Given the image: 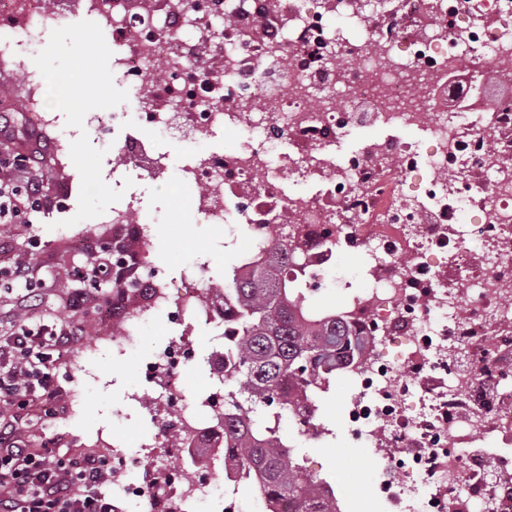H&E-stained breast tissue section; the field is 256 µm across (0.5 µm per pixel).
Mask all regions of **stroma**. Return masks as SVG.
<instances>
[{"mask_svg":"<svg viewBox=\"0 0 512 512\" xmlns=\"http://www.w3.org/2000/svg\"><path fill=\"white\" fill-rule=\"evenodd\" d=\"M69 27L43 36L26 68L0 72V113L28 116L31 100L41 113L70 132L59 151H46L41 165L47 182H59L67 193L48 212L29 224H0V250L10 259H24L37 267L46 283L38 289V312L47 319L63 318L64 300L78 289L77 271L90 268L95 256L78 242L93 237L110 245L112 227L98 223L118 198L136 197L151 219L152 244L148 259L171 290L194 276L204 265L213 287L224 285L233 254L224 248V228L199 223L185 205L192 189L179 182L181 167L189 160L192 145L172 133L128 124L124 113L134 111L126 85L112 70L111 47L99 18L83 13L79 0H69ZM42 77L41 88L27 80V70ZM113 112L112 129L93 133L97 113ZM135 136L164 154L165 164L153 167L147 156L132 163H116L118 148ZM101 292L89 293L77 321L80 343L70 352L63 409L51 427L28 432L34 441L52 440L61 452L108 456L113 443L128 452L154 443L157 427L149 405L154 384L142 371L143 363L168 339L189 336L200 358L190 370L192 385L187 399H194V384L208 375L205 359L223 349L217 328L202 324H171L166 313H156L148 324L135 327L124 349L112 345L113 325L102 320ZM295 456L317 477L333 476L357 497L359 512H373L368 491L382 470L371 449L356 447L346 433L318 442H300Z\"/></svg>","mask_w":512,"mask_h":512,"instance_id":"35a3bbf8","label":"stroma"}]
</instances>
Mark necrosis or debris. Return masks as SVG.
<instances>
[{"mask_svg": "<svg viewBox=\"0 0 512 512\" xmlns=\"http://www.w3.org/2000/svg\"><path fill=\"white\" fill-rule=\"evenodd\" d=\"M111 35L112 68L141 119L197 142L180 172L200 222L240 237L239 270L275 245L291 271L322 288L336 257H360L367 285L343 288L340 315L376 347L351 374L338 428L401 472L370 490L378 512H512V0H82ZM64 7L0 0V71L14 69ZM367 128L420 131V144L368 139L340 161L344 138ZM243 134L216 152L217 131ZM401 180H394L392 170ZM317 185L288 193V183ZM213 184L223 194L210 193ZM150 246L136 199L100 218ZM108 309L124 326L166 311L175 324L222 326L198 279L177 294L148 280ZM395 356H388L389 348ZM191 340H168L143 371L169 416L159 434L202 448L193 479L164 471L129 481L144 456L112 455V493L146 512H238L224 467V391L186 403ZM409 371L394 376L396 364ZM223 471L224 489L210 475Z\"/></svg>", "mask_w": 512, "mask_h": 512, "instance_id": "4bbe7bcc", "label": "necrosis or debris"}]
</instances>
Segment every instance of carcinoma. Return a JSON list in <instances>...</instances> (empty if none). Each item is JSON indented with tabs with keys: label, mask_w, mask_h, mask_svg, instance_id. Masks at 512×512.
Wrapping results in <instances>:
<instances>
[{
	"label": "carcinoma",
	"mask_w": 512,
	"mask_h": 512,
	"mask_svg": "<svg viewBox=\"0 0 512 512\" xmlns=\"http://www.w3.org/2000/svg\"><path fill=\"white\" fill-rule=\"evenodd\" d=\"M288 263V249L274 248L250 276L231 273L219 296L232 312L224 334V437L235 449L244 487L272 503L281 497L300 512H336V500L318 496L319 479L293 456L280 433L283 418H295L301 402L329 390L336 369L361 357L365 336L332 315L317 325V313L300 283L279 279L272 268ZM273 408L265 422L254 414Z\"/></svg>",
	"instance_id": "obj_1"
}]
</instances>
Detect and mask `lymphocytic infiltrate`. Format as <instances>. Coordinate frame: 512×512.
I'll return each instance as SVG.
<instances>
[{
	"label": "lymphocytic infiltrate",
	"instance_id": "1",
	"mask_svg": "<svg viewBox=\"0 0 512 512\" xmlns=\"http://www.w3.org/2000/svg\"><path fill=\"white\" fill-rule=\"evenodd\" d=\"M42 184L37 173L21 185L0 179V223L27 216ZM80 332L72 320L49 324L28 315L0 339V512H113L101 491L111 460L67 457L24 438L30 426L58 413L57 371Z\"/></svg>",
	"mask_w": 512,
	"mask_h": 512
}]
</instances>
